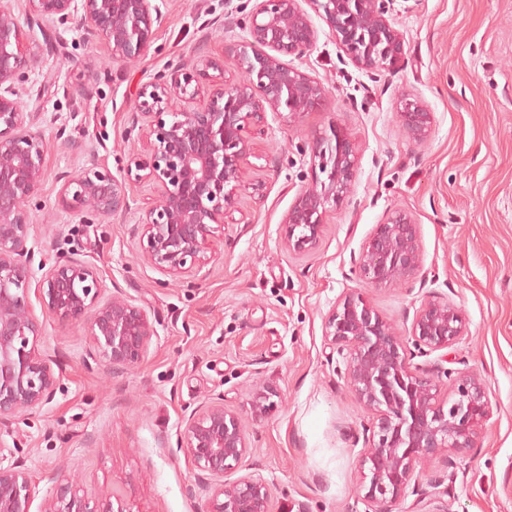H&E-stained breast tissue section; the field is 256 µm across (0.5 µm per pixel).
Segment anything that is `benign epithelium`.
Segmentation results:
<instances>
[{
  "label": "benign epithelium",
  "instance_id": "1",
  "mask_svg": "<svg viewBox=\"0 0 512 512\" xmlns=\"http://www.w3.org/2000/svg\"><path fill=\"white\" fill-rule=\"evenodd\" d=\"M310 9L356 67L392 70L405 60L404 34L388 16L390 0H258L245 36L227 48L240 81L215 91L207 105L187 110L175 108L174 100L199 94V86L192 85L196 76L178 68L156 73L137 94L145 118L139 135L149 143V157L123 176L95 162L63 176L61 206L82 223L122 216L129 210L130 179H148L162 192L139 221L141 256L168 275L204 266L209 239L237 208L242 163L251 151L245 136L249 120L267 109L295 117L326 102L323 85L284 61L305 57L315 47L318 31ZM31 16L51 28L71 23L87 41L102 38L114 62L146 55L164 21L156 0H0V425L5 426L50 403L59 383L55 362L39 345L43 324L30 295L57 321L86 325L91 358L114 375L138 364L156 336L144 307L108 294L96 269L71 255L57 256L38 288L30 290L29 242L36 225L29 203L44 182L47 154L33 113L22 107L34 57L21 18ZM398 117L415 142L428 137L434 120L424 102L410 95L399 100ZM331 132L312 144L313 167L326 179L301 189L284 216L282 244L290 252L314 249L327 206L343 203L352 192L358 147L348 135ZM420 264L419 225L397 210L366 238L355 273L362 283L378 286L415 275ZM466 335V316L448 299L423 300L406 337L359 292L346 293L329 310L325 341L347 354L344 378L372 414L360 459L368 512H394L418 482L421 463L441 457L450 467L453 456L475 446L492 414L483 379L466 370L414 366L406 347L409 339L427 356ZM272 395L269 387L252 393L253 418L268 414ZM179 446L197 475L214 482L200 512H270V486L261 475L228 479L243 470L252 448L241 416L224 407L222 396L191 412ZM61 481L43 512H101L67 484V476ZM427 483L434 492L419 502L433 506L430 512H448L438 504L440 473ZM31 495L26 470L0 466V512H30Z\"/></svg>",
  "mask_w": 512,
  "mask_h": 512
}]
</instances>
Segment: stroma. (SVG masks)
I'll return each mask as SVG.
<instances>
[{"instance_id": "stroma-1", "label": "stroma", "mask_w": 512, "mask_h": 512, "mask_svg": "<svg viewBox=\"0 0 512 512\" xmlns=\"http://www.w3.org/2000/svg\"><path fill=\"white\" fill-rule=\"evenodd\" d=\"M255 0H164V23L148 54L110 63L101 42L80 31L32 44L39 58V116L49 145L47 177L31 209L36 259L51 263L71 251L94 266L109 292L145 307L156 328L135 369L112 375L86 367L92 348L85 326L45 317L42 350L56 360L53 400L22 415L5 432L20 441L7 464L31 476L30 512L57 493L60 469L79 471L80 490L99 507L126 512H196L207 493L185 454V415L220 395L243 420L249 467L271 487V512H366L360 453L371 413L343 377L346 361L331 354L323 323L344 294L364 297L400 330L422 300L435 295L464 311L468 335L452 350L485 381L492 415L475 448L444 472L451 512H512V0H394L405 35V63L374 74L341 58L321 19L318 41L293 65L330 91L322 109L299 118L266 111L253 119V150L244 161L238 210L208 246L201 271L170 280L139 257L134 231L161 189L131 183L129 213L80 223L59 204L60 178L86 163L62 151L66 129L113 174L149 153L128 137L136 90L167 66L213 61L193 99L205 106L238 72L225 43L240 29L205 38L203 22L225 26L232 11ZM421 98L434 114L427 140L403 133L397 103ZM337 128L358 145L354 190L328 206L316 248L282 245V219L313 179L310 147ZM396 209L419 226L422 262L409 281L361 287L354 259L376 224ZM277 390L273 410L252 418L256 385Z\"/></svg>"}]
</instances>
